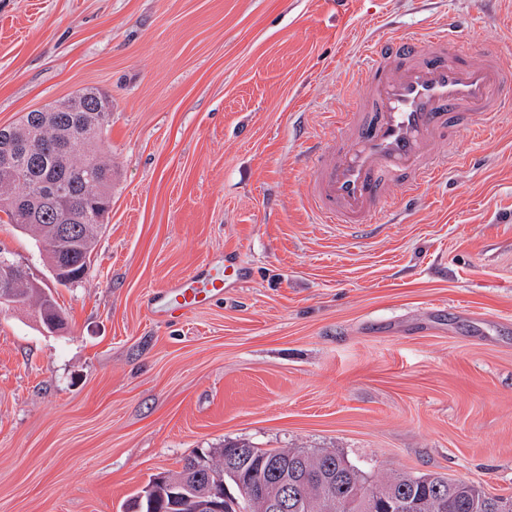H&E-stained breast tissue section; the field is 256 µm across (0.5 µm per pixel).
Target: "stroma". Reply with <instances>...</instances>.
Returning a JSON list of instances; mask_svg holds the SVG:
<instances>
[{
    "label": "stroma",
    "instance_id": "stroma-1",
    "mask_svg": "<svg viewBox=\"0 0 512 512\" xmlns=\"http://www.w3.org/2000/svg\"><path fill=\"white\" fill-rule=\"evenodd\" d=\"M452 16L512 64V0H0V127L98 87L117 172L82 282L0 223L65 319L0 307V512H122L235 441L512 494V122L377 224L303 197L365 42ZM230 254L221 300L151 317V291Z\"/></svg>",
    "mask_w": 512,
    "mask_h": 512
}]
</instances>
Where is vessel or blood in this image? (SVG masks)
<instances>
[{"mask_svg": "<svg viewBox=\"0 0 512 512\" xmlns=\"http://www.w3.org/2000/svg\"><path fill=\"white\" fill-rule=\"evenodd\" d=\"M456 20L429 38L404 30L369 41L356 105L336 113V135L307 149V203L321 224L363 225L411 206L420 186L456 163L437 155L459 129L481 134L512 119V69L465 52L450 39ZM235 258L203 265L154 294L148 306L171 317L211 305L239 282Z\"/></svg>", "mask_w": 512, "mask_h": 512, "instance_id": "1", "label": "vessel or blood"}]
</instances>
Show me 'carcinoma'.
<instances>
[{
	"label": "carcinoma",
	"mask_w": 512,
	"mask_h": 512,
	"mask_svg": "<svg viewBox=\"0 0 512 512\" xmlns=\"http://www.w3.org/2000/svg\"><path fill=\"white\" fill-rule=\"evenodd\" d=\"M112 115V98L96 87H85L44 109L25 113L3 128L0 141V212L7 223L42 244L49 265H76L74 281L84 278L102 228L99 217L112 203L114 169L105 147V132ZM71 210L76 220L68 237L54 242L57 214ZM32 279L14 283L29 304H46L61 311L52 294L35 292ZM242 449L233 486L242 482L255 499L279 494V477L270 473L274 458L288 462V471L306 469L308 478L296 483L292 512H321V500L335 494L351 504L350 512H370L360 496L362 487L377 486L383 499L375 512H505L512 495H492L465 479L436 473L389 471L372 474L343 453L327 448L262 450L248 443ZM203 481L178 489L154 482L140 512H196Z\"/></svg>",
	"instance_id": "obj_1"
}]
</instances>
